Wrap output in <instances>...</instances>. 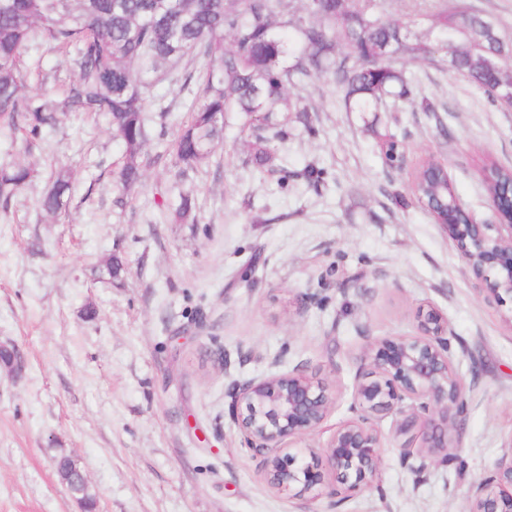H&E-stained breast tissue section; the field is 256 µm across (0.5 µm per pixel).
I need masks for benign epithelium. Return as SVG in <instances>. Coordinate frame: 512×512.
Instances as JSON below:
<instances>
[{"label": "benign epithelium", "instance_id": "benign-epithelium-1", "mask_svg": "<svg viewBox=\"0 0 512 512\" xmlns=\"http://www.w3.org/2000/svg\"><path fill=\"white\" fill-rule=\"evenodd\" d=\"M489 302L512 300V221L480 224L473 215L442 224ZM416 333L367 342L368 369L356 376L355 417L336 428L323 453L293 448L316 431L336 403V389L304 366L239 383L229 412L248 448L263 457L265 477L279 492L297 491L339 504L345 491L378 479L383 436L377 421L390 416L395 432L416 431L418 445L399 448L400 460L420 472L448 462L460 447L458 426L468 411V389L454 365L448 319L430 306L415 315ZM468 512H512V449L491 475L472 485Z\"/></svg>", "mask_w": 512, "mask_h": 512}]
</instances>
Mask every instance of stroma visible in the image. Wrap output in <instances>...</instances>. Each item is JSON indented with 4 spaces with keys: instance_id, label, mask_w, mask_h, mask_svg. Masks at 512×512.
<instances>
[{
    "instance_id": "35a3bbf8",
    "label": "stroma",
    "mask_w": 512,
    "mask_h": 512,
    "mask_svg": "<svg viewBox=\"0 0 512 512\" xmlns=\"http://www.w3.org/2000/svg\"><path fill=\"white\" fill-rule=\"evenodd\" d=\"M436 112H347L328 77L293 87L311 106L289 116L263 168L231 114L209 159L185 170L169 145L201 101L199 63L166 70L147 115L156 164L121 193L124 158L104 115L71 112L34 149L0 132V162L35 178L0 206V343L24 369L0 368V512H84L59 481L71 455L94 512H464L472 484L512 446V307L486 302L454 242L417 203L411 181L434 157L477 222L493 213L480 168L512 166V108L466 78L404 61ZM27 89L48 100L73 76L67 56L29 43ZM395 136L401 167L385 164ZM321 169V179L308 176ZM67 170L66 210L46 215L51 174ZM194 222L175 221L182 193ZM113 256L124 268L103 279ZM429 304L448 318L469 390L461 446L411 473L392 419L380 428L378 481L335 505L272 489L229 415L233 384L305 365L341 392L301 444L323 448L351 418L367 341L413 333Z\"/></svg>"
}]
</instances>
